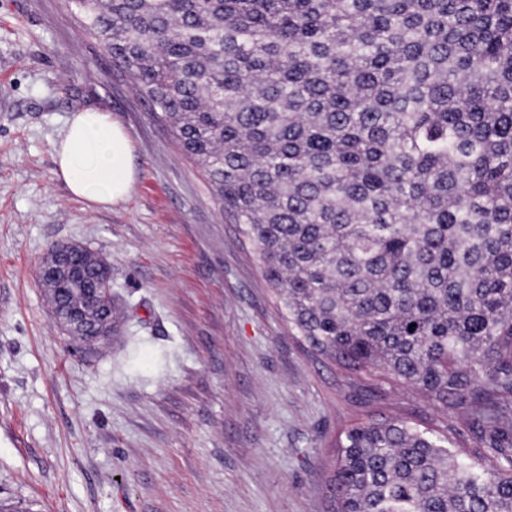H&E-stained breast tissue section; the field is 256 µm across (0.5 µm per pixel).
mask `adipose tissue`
<instances>
[{"mask_svg": "<svg viewBox=\"0 0 512 512\" xmlns=\"http://www.w3.org/2000/svg\"><path fill=\"white\" fill-rule=\"evenodd\" d=\"M55 163L72 194L104 208L124 200L136 178L126 132L108 113L95 110L74 113Z\"/></svg>", "mask_w": 512, "mask_h": 512, "instance_id": "ef3b65f1", "label": "adipose tissue"}]
</instances>
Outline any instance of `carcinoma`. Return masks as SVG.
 Wrapping results in <instances>:
<instances>
[{
    "label": "carcinoma",
    "instance_id": "obj_1",
    "mask_svg": "<svg viewBox=\"0 0 512 512\" xmlns=\"http://www.w3.org/2000/svg\"><path fill=\"white\" fill-rule=\"evenodd\" d=\"M318 354L465 410L335 442L337 512H512V0H69ZM41 279L116 335L112 267ZM416 327L409 328L410 324Z\"/></svg>",
    "mask_w": 512,
    "mask_h": 512
}]
</instances>
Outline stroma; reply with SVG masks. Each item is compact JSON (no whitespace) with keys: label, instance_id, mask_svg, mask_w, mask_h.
Listing matches in <instances>:
<instances>
[{"label":"stroma","instance_id":"1","mask_svg":"<svg viewBox=\"0 0 512 512\" xmlns=\"http://www.w3.org/2000/svg\"><path fill=\"white\" fill-rule=\"evenodd\" d=\"M128 133L130 196L55 174L73 113ZM58 243L112 266L120 333L76 350L37 271ZM446 430L461 409L294 336L237 225L67 0H0V500L25 512H332L337 435Z\"/></svg>","mask_w":512,"mask_h":512}]
</instances>
